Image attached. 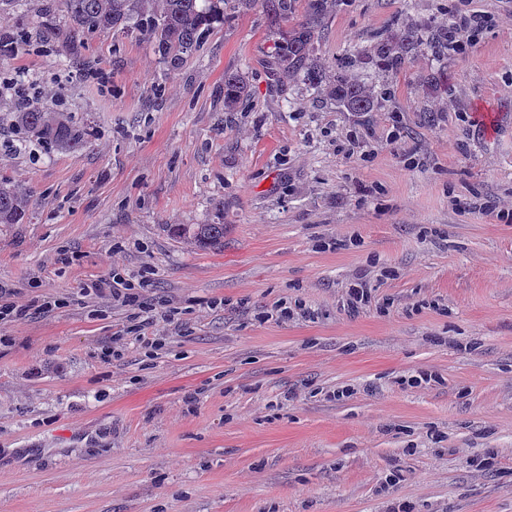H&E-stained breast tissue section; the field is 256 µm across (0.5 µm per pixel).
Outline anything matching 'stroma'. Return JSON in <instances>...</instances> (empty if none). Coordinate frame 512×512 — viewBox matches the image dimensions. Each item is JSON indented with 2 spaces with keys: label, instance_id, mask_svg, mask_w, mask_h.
<instances>
[{
  "label": "stroma",
  "instance_id": "1",
  "mask_svg": "<svg viewBox=\"0 0 512 512\" xmlns=\"http://www.w3.org/2000/svg\"><path fill=\"white\" fill-rule=\"evenodd\" d=\"M461 1L492 19L480 41L355 66L363 115L279 77L258 5L225 0L177 70L135 33L63 53L0 5L21 35L0 73L93 131L0 154L30 195L0 284L32 307L0 325V512H512V0H338L313 57L447 28ZM228 72L249 90L232 112ZM116 270L145 281L156 347L85 294ZM173 231L198 247L224 246V227L220 224H175Z\"/></svg>",
  "mask_w": 512,
  "mask_h": 512
}]
</instances>
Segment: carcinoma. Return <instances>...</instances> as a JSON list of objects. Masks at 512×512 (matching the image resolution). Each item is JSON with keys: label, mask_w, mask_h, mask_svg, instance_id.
<instances>
[{"label": "carcinoma", "mask_w": 512, "mask_h": 512, "mask_svg": "<svg viewBox=\"0 0 512 512\" xmlns=\"http://www.w3.org/2000/svg\"><path fill=\"white\" fill-rule=\"evenodd\" d=\"M306 0L302 15H296V0H240L244 6L262 4L270 21L288 24L275 44L279 72L324 90L348 112L364 114L375 106L373 87L348 74L351 64L371 65L382 73H394L408 63L422 47L436 56L448 50V34L429 26L411 24L380 36L348 62L337 65L336 78L325 82V69L311 59V45L321 27L328 2ZM223 0H58L66 22L65 31L56 36L61 47L80 40L89 33L108 35L130 30L150 40L165 64L177 70L194 57L203 46L214 24L224 19ZM19 34L0 30V58L14 54ZM247 96L240 76L224 75V109L232 112ZM17 121L28 135L41 144L60 150L82 147L90 131L73 124L68 117L32 107L17 113ZM29 218V195L17 185L0 179V224H25ZM174 232L198 247L224 245L222 224H176Z\"/></svg>", "instance_id": "1"}]
</instances>
